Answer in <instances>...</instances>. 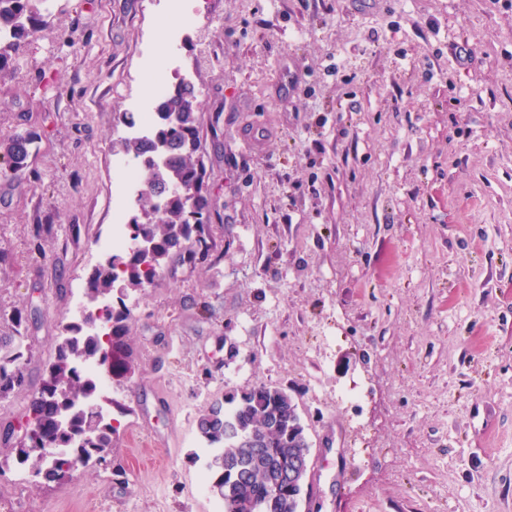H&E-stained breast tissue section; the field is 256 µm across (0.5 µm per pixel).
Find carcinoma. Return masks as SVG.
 I'll use <instances>...</instances> for the list:
<instances>
[{"label":"carcinoma","instance_id":"cac0c4a2","mask_svg":"<svg viewBox=\"0 0 512 512\" xmlns=\"http://www.w3.org/2000/svg\"><path fill=\"white\" fill-rule=\"evenodd\" d=\"M35 0H0V79H13L19 70L21 45L49 24ZM200 101L195 84L183 79L172 85L154 105V132L146 139L121 138L123 153L140 161L142 189L137 214L132 218L134 240L147 248H132L111 255L95 267L85 295L93 313L112 301L114 291L139 290L152 284L172 254L185 261L196 260L194 245L201 243L209 219L210 201L204 193V164L199 155ZM36 134L17 133L0 141V175L18 178L27 172ZM134 312L122 306L111 308L108 334L101 335L87 324L68 323L55 358L49 363L41 387L27 394L24 357L31 353L28 316L15 312L9 319L10 332L0 336V345H11L0 357V398L26 399L22 415L32 420L26 439L14 429H0V447L16 450L18 462L29 464L35 477L61 481L72 474L75 461L59 454L47 467L45 443L74 449L81 460L107 465L118 427L101 421L85 403L96 385L83 374L81 365L98 363L118 379L127 376L132 348L128 342ZM231 407H213L198 421L201 438L209 448H219L210 465L211 491L224 505V512H293L290 502L297 490L269 497L270 476L288 469V448L309 444L297 406L284 390L261 384L229 399ZM253 436L264 440V458L256 460L244 443Z\"/></svg>","mask_w":512,"mask_h":512}]
</instances>
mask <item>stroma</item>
Listing matches in <instances>:
<instances>
[{
	"label": "stroma",
	"instance_id": "1",
	"mask_svg": "<svg viewBox=\"0 0 512 512\" xmlns=\"http://www.w3.org/2000/svg\"><path fill=\"white\" fill-rule=\"evenodd\" d=\"M0 81V317L35 313L29 390L109 233L112 162L167 39L162 0H50ZM211 222L125 291L131 378L106 468L0 474L14 512H211L198 419L266 384L297 405L311 512H512V0H201ZM73 32L74 43L56 29ZM54 235L33 244L35 225ZM364 387L359 406L339 391ZM35 139L34 132L25 131L0 141V159L4 165L1 167V176L18 178L25 175Z\"/></svg>",
	"mask_w": 512,
	"mask_h": 512
}]
</instances>
